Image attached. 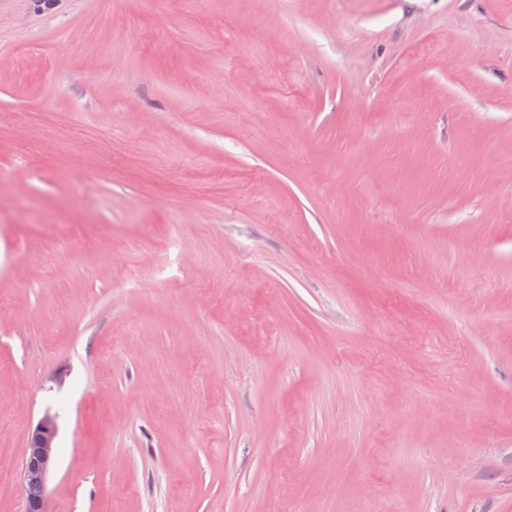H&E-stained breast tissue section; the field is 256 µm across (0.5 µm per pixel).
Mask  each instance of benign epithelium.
Segmentation results:
<instances>
[{
  "label": "benign epithelium",
  "instance_id": "1",
  "mask_svg": "<svg viewBox=\"0 0 512 512\" xmlns=\"http://www.w3.org/2000/svg\"><path fill=\"white\" fill-rule=\"evenodd\" d=\"M56 418L45 412L32 431L25 450V467L22 472L23 485L38 484L41 497L36 500L25 498L24 512H43V494L47 478L55 465Z\"/></svg>",
  "mask_w": 512,
  "mask_h": 512
}]
</instances>
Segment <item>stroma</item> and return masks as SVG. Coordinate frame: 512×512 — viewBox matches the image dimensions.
Returning <instances> with one entry per match:
<instances>
[{
  "label": "stroma",
  "instance_id": "obj_1",
  "mask_svg": "<svg viewBox=\"0 0 512 512\" xmlns=\"http://www.w3.org/2000/svg\"><path fill=\"white\" fill-rule=\"evenodd\" d=\"M512 512V0H0V512ZM57 436L56 418L46 411L32 431L25 450V467L22 472V482L25 488L36 482L40 489L37 500L25 498L24 512H42L47 478L55 465V439Z\"/></svg>",
  "mask_w": 512,
  "mask_h": 512
}]
</instances>
